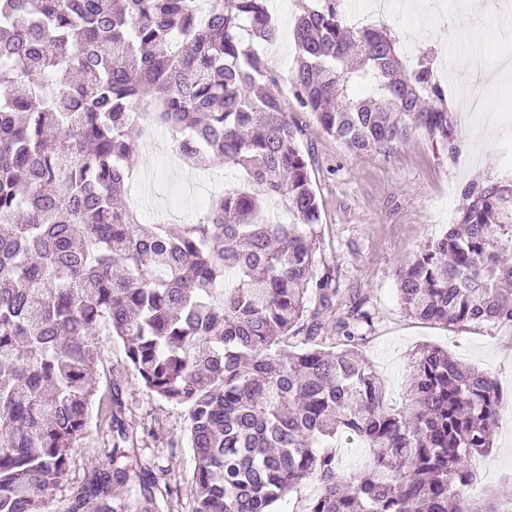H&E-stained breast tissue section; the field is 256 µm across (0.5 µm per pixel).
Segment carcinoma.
<instances>
[{"label":"carcinoma","mask_w":512,"mask_h":512,"mask_svg":"<svg viewBox=\"0 0 512 512\" xmlns=\"http://www.w3.org/2000/svg\"><path fill=\"white\" fill-rule=\"evenodd\" d=\"M343 2L296 19L297 106L356 156L414 128L454 154L432 58L403 64L386 32L347 24ZM278 36L269 0H0V512H50L86 433L103 327L149 391L189 405L194 512H273L309 478L321 490L305 512H509L463 496L503 408L495 380L426 346L404 406L386 407L356 308L336 318L339 351L283 344L318 334L338 288L314 273L319 204L266 66ZM155 128L192 165L240 172L199 222L142 224L114 203ZM462 195L458 224L400 264L399 299L429 323L511 324L512 183ZM112 423V457L82 498L161 512L166 493ZM339 432L372 450L353 477ZM115 487L128 498L113 506Z\"/></svg>","instance_id":"cac0c4a2"}]
</instances>
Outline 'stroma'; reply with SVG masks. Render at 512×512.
<instances>
[{"instance_id":"35a3bbf8","label":"stroma","mask_w":512,"mask_h":512,"mask_svg":"<svg viewBox=\"0 0 512 512\" xmlns=\"http://www.w3.org/2000/svg\"><path fill=\"white\" fill-rule=\"evenodd\" d=\"M278 25L277 44L268 52V68L278 90L290 104L289 117L302 130L312 186L321 211L316 275L332 278L339 290L337 315L359 307L371 316L362 333V353L375 370L388 406L401 404L407 366L422 346L441 347L468 366L496 379L505 401L495 428L494 446L481 457L477 481L481 494L512 499V325L494 322L464 326L432 325L404 311L396 290L395 271L428 240L454 223L462 206V188L480 177H512V124L494 128L490 139L472 133L480 119L453 112L458 152L448 156L424 129H414L406 143L386 153L358 158L328 135L313 113L292 103L289 84L295 65L293 19L308 0H272ZM386 25L401 45L413 52L453 57L464 45L455 32L465 25L484 58L498 61L512 53V26L500 19L470 13L463 0H420L405 11L401 0H389L386 11L373 17ZM170 134L157 148H145L138 176L145 180L146 201L168 224L194 222L200 212L194 185L199 169L182 167L170 154ZM94 395L86 433L71 452L69 471L58 487L51 512H96L82 501L81 491L92 463L112 455V410L121 406L122 423L133 450L160 484L171 491L170 512H194L196 461L188 444V407L148 391L127 361L121 341L108 334L99 340Z\"/></svg>"}]
</instances>
